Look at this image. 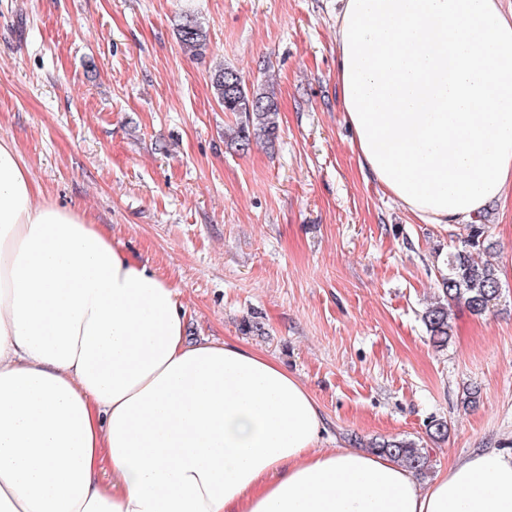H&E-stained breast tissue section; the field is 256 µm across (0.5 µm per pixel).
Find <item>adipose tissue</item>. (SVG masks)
I'll list each match as a JSON object with an SVG mask.
<instances>
[{"label": "adipose tissue", "instance_id": "ef3b65f1", "mask_svg": "<svg viewBox=\"0 0 512 512\" xmlns=\"http://www.w3.org/2000/svg\"><path fill=\"white\" fill-rule=\"evenodd\" d=\"M336 75L362 168L430 224L512 190V15L499 0H340ZM0 137V512H512V455L428 485L322 448L308 388L188 343L175 289L85 213L37 201Z\"/></svg>", "mask_w": 512, "mask_h": 512}]
</instances>
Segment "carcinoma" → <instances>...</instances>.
<instances>
[{
	"label": "carcinoma",
	"instance_id": "carcinoma-1",
	"mask_svg": "<svg viewBox=\"0 0 512 512\" xmlns=\"http://www.w3.org/2000/svg\"><path fill=\"white\" fill-rule=\"evenodd\" d=\"M176 32L185 51L196 57L205 55L207 32L194 15H183ZM212 87L224 111L236 118V126L229 137L230 147L245 153L258 142L274 146L279 133V109L272 92L262 88L249 90L236 70L224 67L215 71ZM493 248L487 225L469 224L461 246L448 254V273L439 281L445 301L431 305L423 313V322L435 346L447 345L452 336L451 304H462L471 314L480 316L497 298L500 288L497 268L475 259V255ZM368 448L375 453L389 455L421 474L426 473L430 466L428 449L412 439L375 441L369 443Z\"/></svg>",
	"mask_w": 512,
	"mask_h": 512
}]
</instances>
